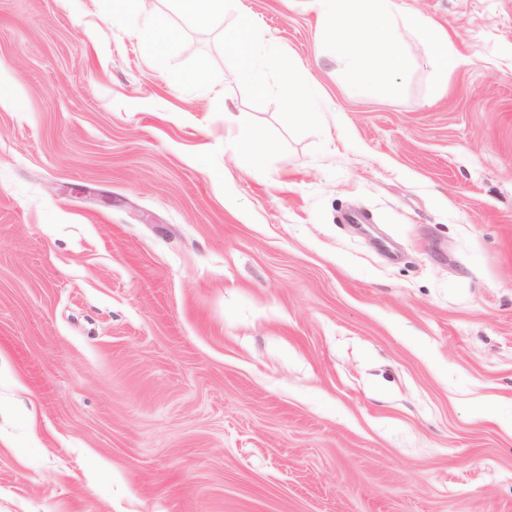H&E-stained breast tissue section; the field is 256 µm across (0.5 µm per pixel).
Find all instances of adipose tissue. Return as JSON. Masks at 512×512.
Listing matches in <instances>:
<instances>
[{"instance_id":"obj_1","label":"adipose tissue","mask_w":512,"mask_h":512,"mask_svg":"<svg viewBox=\"0 0 512 512\" xmlns=\"http://www.w3.org/2000/svg\"><path fill=\"white\" fill-rule=\"evenodd\" d=\"M309 6L320 17L324 34L346 43L347 63L361 85L381 83L389 70L400 66L403 49L394 33L401 27L435 50L443 69L461 63L451 51L447 31L430 17L410 12L404 0H309Z\"/></svg>"}]
</instances>
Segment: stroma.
Here are the masks:
<instances>
[{
	"label": "stroma",
	"mask_w": 512,
	"mask_h": 512,
	"mask_svg": "<svg viewBox=\"0 0 512 512\" xmlns=\"http://www.w3.org/2000/svg\"><path fill=\"white\" fill-rule=\"evenodd\" d=\"M405 3L463 64L354 95L305 0H0V512H512V0ZM125 8L133 11L143 12L149 15L150 20L146 28L141 31L145 38L155 41L158 45H167L172 38V32L163 19H158L152 13L146 10L143 0H118L116 1ZM176 9L199 26L212 25L223 19L229 0H172ZM225 39L228 47L239 52L245 59L243 67L238 71V79L241 81L261 84L264 79V71L263 69L254 66L251 62L254 50L245 30L228 35Z\"/></svg>",
	"instance_id": "stroma-1"
}]
</instances>
